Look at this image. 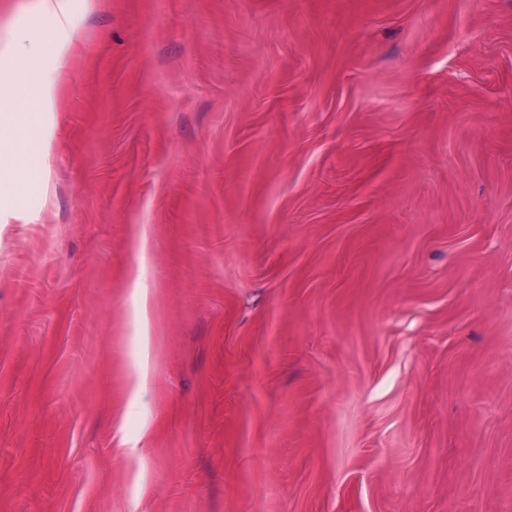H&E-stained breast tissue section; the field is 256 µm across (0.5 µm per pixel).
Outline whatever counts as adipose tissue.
I'll use <instances>...</instances> for the list:
<instances>
[{"mask_svg": "<svg viewBox=\"0 0 512 512\" xmlns=\"http://www.w3.org/2000/svg\"><path fill=\"white\" fill-rule=\"evenodd\" d=\"M9 87L0 92V199H19L32 168H47L51 141L46 119L53 107L54 80L42 76L35 51L12 59Z\"/></svg>", "mask_w": 512, "mask_h": 512, "instance_id": "ef3b65f1", "label": "adipose tissue"}]
</instances>
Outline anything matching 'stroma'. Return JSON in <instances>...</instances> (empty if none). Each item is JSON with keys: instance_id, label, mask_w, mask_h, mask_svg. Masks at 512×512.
Masks as SVG:
<instances>
[{"instance_id": "35a3bbf8", "label": "stroma", "mask_w": 512, "mask_h": 512, "mask_svg": "<svg viewBox=\"0 0 512 512\" xmlns=\"http://www.w3.org/2000/svg\"><path fill=\"white\" fill-rule=\"evenodd\" d=\"M40 64L0 512H512V0H70ZM44 16L53 21L52 36L57 48V57L63 59L70 44L69 0H39Z\"/></svg>"}]
</instances>
